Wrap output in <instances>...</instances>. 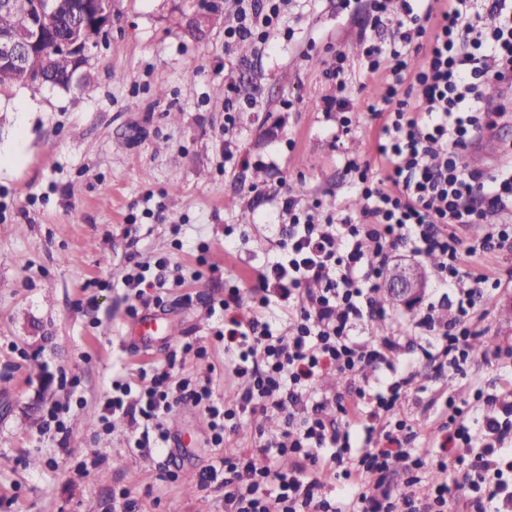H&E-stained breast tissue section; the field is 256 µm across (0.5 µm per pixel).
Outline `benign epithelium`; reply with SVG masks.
I'll use <instances>...</instances> for the list:
<instances>
[{
	"instance_id": "benign-epithelium-1",
	"label": "benign epithelium",
	"mask_w": 512,
	"mask_h": 512,
	"mask_svg": "<svg viewBox=\"0 0 512 512\" xmlns=\"http://www.w3.org/2000/svg\"><path fill=\"white\" fill-rule=\"evenodd\" d=\"M18 14L24 25L0 35V66L36 73L40 85L46 83V69L56 51L73 56L77 67L86 64L95 39L112 28L111 0H0V12ZM56 15L67 22L70 37L48 45L40 19ZM423 288L419 272L399 268L392 273L388 289L394 299L411 304Z\"/></svg>"
}]
</instances>
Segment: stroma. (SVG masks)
Masks as SVG:
<instances>
[{
	"label": "stroma",
	"instance_id": "stroma-1",
	"mask_svg": "<svg viewBox=\"0 0 512 512\" xmlns=\"http://www.w3.org/2000/svg\"><path fill=\"white\" fill-rule=\"evenodd\" d=\"M232 10L231 0H112L109 36L82 69L94 93L43 85L0 94V512H113L124 489L137 512H224L223 487L201 483L224 454L201 408L175 407L165 448L150 453L133 450L128 423L106 431L84 418L98 415L114 380L141 386L142 373L167 369L188 342L207 354L186 359L183 373L212 379L224 396L221 321L210 306L231 285L251 300L257 275L285 261L283 200L351 211L355 176L345 161L385 170L377 124L363 114L384 83L362 57L368 0H289L246 54L224 42ZM340 53L360 88V126L348 135L326 104L335 93L326 71ZM176 224L187 227L178 247ZM137 251L168 257L180 277L161 290V305L121 286ZM474 265L501 280L476 308L482 354L447 377L419 352L399 358L415 373L405 408L426 433L442 417V392L469 400L512 380V360L493 355L512 350V320L501 315L512 309V251ZM376 297L384 311L361 335H389L417 311L386 290ZM147 312L166 334L145 349L134 326ZM54 407L68 427L61 445L40 435Z\"/></svg>",
	"mask_w": 512,
	"mask_h": 512
}]
</instances>
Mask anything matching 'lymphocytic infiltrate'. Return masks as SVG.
<instances>
[{
    "mask_svg": "<svg viewBox=\"0 0 512 512\" xmlns=\"http://www.w3.org/2000/svg\"><path fill=\"white\" fill-rule=\"evenodd\" d=\"M236 2L235 23L224 32L228 42L265 39L278 6ZM395 3L400 13L391 28L388 10ZM369 6L373 33L364 57L370 73L383 75L385 91L366 110L381 122L376 151L387 169L376 179L369 167L349 161L364 201L359 216L319 224L285 200L292 213L281 241L286 261L258 276L259 296L250 308H243L236 288L220 303L224 322L216 336L233 375L243 380L230 399L216 398L211 382L163 372L136 390L113 382L104 406L103 422L125 417L138 450L163 448L165 418L174 406L203 407L212 443L224 451L206 476L222 481L224 512H337L319 490L340 474L370 483L350 501L349 512H449L452 488L490 471L500 480L486 499L471 501V512H512V484L502 479L512 472V456L505 453L512 442V389L477 390L486 406L479 419L471 418L467 402L449 401L448 420L432 435L440 453L431 466L442 476L436 496L397 502L388 483L394 462L408 472L424 466L416 448L420 429L404 411L413 375L397 367L402 334L378 339L355 333L375 313L372 295L394 251L406 247L427 259L438 286L455 295L454 319L442 320L430 303L414 323L435 352L437 373L470 359L473 315L499 281L469 263L481 253L512 249V144L488 171L471 169L465 152L506 112L486 96V84L512 93V0H483L478 9L473 0H448L439 10L432 0H369ZM419 51L426 60L415 70L409 56ZM472 224L485 232L464 242L456 229ZM286 299L296 304L288 326L272 329L265 312ZM368 367L377 371L375 380L363 378ZM327 369L356 392L340 408L339 427L321 415L327 396L315 381ZM259 410L283 414L282 431L260 437L247 456L228 447L239 421ZM370 421L385 424L384 447L368 434L364 452L351 456L353 436Z\"/></svg>",
    "mask_w": 512,
    "mask_h": 512,
    "instance_id": "1",
    "label": "lymphocytic infiltrate"
}]
</instances>
